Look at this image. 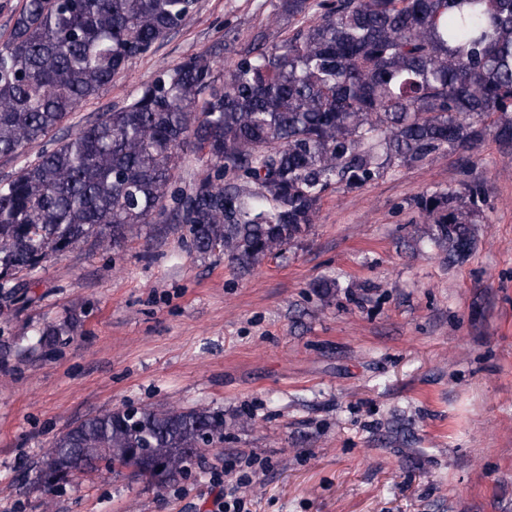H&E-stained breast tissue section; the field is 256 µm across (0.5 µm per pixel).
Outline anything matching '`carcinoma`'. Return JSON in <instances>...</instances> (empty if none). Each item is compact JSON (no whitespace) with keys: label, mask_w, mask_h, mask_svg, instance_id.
I'll return each mask as SVG.
<instances>
[{"label":"carcinoma","mask_w":512,"mask_h":512,"mask_svg":"<svg viewBox=\"0 0 512 512\" xmlns=\"http://www.w3.org/2000/svg\"><path fill=\"white\" fill-rule=\"evenodd\" d=\"M196 0H22L0 43V157L43 149L0 182V289L84 244L115 251L145 224H184L190 251L248 271L305 237L334 185L396 163L512 144V0H282L293 22L219 70L199 55L75 132L65 118L133 57L187 27ZM207 159L178 186L182 151ZM480 183L419 197L448 258L471 251ZM82 331L77 313L32 352ZM224 447V412L116 407L56 437L36 462L46 490L98 463L164 489Z\"/></svg>","instance_id":"cac0c4a2"}]
</instances>
